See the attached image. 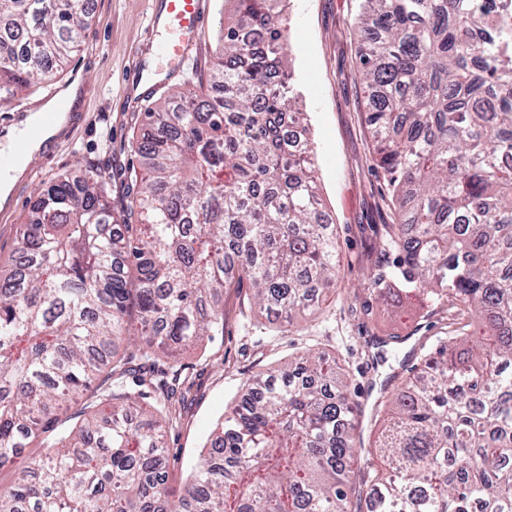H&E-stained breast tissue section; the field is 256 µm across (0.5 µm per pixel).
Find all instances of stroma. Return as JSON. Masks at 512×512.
Segmentation results:
<instances>
[{"instance_id": "35a3bbf8", "label": "stroma", "mask_w": 512, "mask_h": 512, "mask_svg": "<svg viewBox=\"0 0 512 512\" xmlns=\"http://www.w3.org/2000/svg\"><path fill=\"white\" fill-rule=\"evenodd\" d=\"M206 3L209 20L198 45L172 73L155 62L161 31L152 17L160 0H94L80 46L68 64L20 98L22 105L36 110L52 90L71 82L81 81L85 91L78 109L68 113L64 128L52 139L53 159L27 162L6 203L0 204V263L14 258L19 228L39 187L78 175L86 166L109 181L134 162L131 141L148 101L131 100L130 94L145 69H154L161 81L152 93L157 99L209 66L232 5L230 0ZM356 9L357 0H290L288 7L290 73L308 116L321 199L336 229V288L320 311L290 319L260 314L250 288H238L224 297L223 335L206 342L204 351L186 349L161 357V366L187 374L192 383L185 396L171 398L160 389L148 399L152 405L169 404L174 411L161 430L172 487L183 484L216 421L253 375L298 366L310 353L324 354L337 360L352 397L368 414L379 396L377 381L384 365L394 366L401 378L406 371L393 350H386L381 360L368 353L366 339L400 334L414 348L419 339L443 332V312L378 297L364 285L368 270L392 273L396 254L381 242L382 227L391 221V195L364 121Z\"/></svg>"}]
</instances>
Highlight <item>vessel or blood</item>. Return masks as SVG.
I'll list each match as a JSON object with an SVG mask.
<instances>
[{
	"label": "vessel or blood",
	"mask_w": 512,
	"mask_h": 512,
	"mask_svg": "<svg viewBox=\"0 0 512 512\" xmlns=\"http://www.w3.org/2000/svg\"><path fill=\"white\" fill-rule=\"evenodd\" d=\"M164 8L169 38L161 44L159 54L173 65L188 57L197 41L205 22L203 0H164Z\"/></svg>",
	"instance_id": "obj_1"
}]
</instances>
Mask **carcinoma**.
I'll use <instances>...</instances> for the list:
<instances>
[{"label":"carcinoma","instance_id":"cac0c4a2","mask_svg":"<svg viewBox=\"0 0 512 512\" xmlns=\"http://www.w3.org/2000/svg\"><path fill=\"white\" fill-rule=\"evenodd\" d=\"M204 76L152 103L116 197L92 167L40 188L0 269V512H512V51L499 0H360L365 122L394 201L396 297L454 312L364 447L362 410L314 355L257 376L178 492L162 435L129 420L181 373L157 351L224 335V293L261 313L336 283L284 0H235ZM90 0H0V107L77 50ZM482 316L485 341L464 322ZM131 378L134 392L116 386ZM380 458L354 476L355 458Z\"/></svg>","mask_w":512,"mask_h":512}]
</instances>
